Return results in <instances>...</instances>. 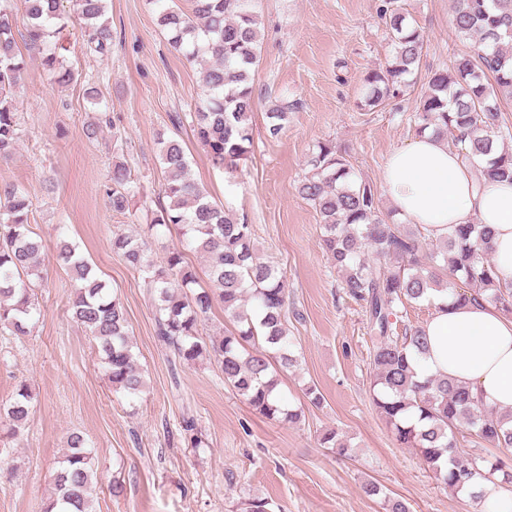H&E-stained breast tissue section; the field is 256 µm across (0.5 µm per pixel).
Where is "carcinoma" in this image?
<instances>
[{"mask_svg": "<svg viewBox=\"0 0 512 512\" xmlns=\"http://www.w3.org/2000/svg\"><path fill=\"white\" fill-rule=\"evenodd\" d=\"M191 13L165 5L158 25L170 46L188 60L204 62V99L191 114L195 137L212 165L233 171L253 147L251 114L255 108L252 74L261 57L260 15L255 0H191ZM85 21L87 47L100 56L112 49V27L105 0H72ZM30 44L41 46L64 27L61 0H24ZM382 15L394 46L392 63L370 72L366 106L375 108L403 92L405 76L419 70L425 35L386 0ZM454 30L469 43L451 68L435 72L413 116L416 132L432 130L456 147L468 146L462 162L488 178L512 181V150L494 148L502 137L501 103L512 99V0H456ZM25 69L13 36V17L0 5V155L17 141V113L10 96ZM266 112L267 131L276 137L288 122L289 108ZM168 205L151 228L176 226L184 243L209 258L210 285H200L181 250L167 253L160 266L148 243L134 235L112 236V251L123 257L157 294L159 340L186 361L208 354L224 383L270 419L293 422L298 411L286 406L272 375L274 365L294 366L288 337L285 282L278 269L259 261L247 217L213 201L188 175V159L174 136L159 134ZM299 195L320 215L323 249L342 274L345 295L361 306L372 339L373 402L397 442L413 448L450 491L473 502L486 501L482 481L512 486V467L485 456L463 459L457 434L471 429L492 448H512V412L496 413L478 404L469 386L446 376L418 378L415 364L428 350L421 327L402 323L411 303L429 300L428 291L453 302L483 299L512 314V288L498 283L492 259L491 230L485 224H450L434 237L417 224L407 227L381 214L377 189L356 177L348 159L326 141L308 160ZM135 196L129 169L112 168V211L125 213ZM30 201L12 186L0 194V330L25 336L37 314L32 288L45 281L41 239L30 235ZM370 248L373 261L362 257ZM59 264L79 282L69 298L72 318L91 335L112 388L133 399L143 388L142 370L131 350L126 312L78 251L61 239ZM237 323V330L205 344L198 326L214 302ZM32 394L24 384L13 401L0 408V421L15 436L25 429ZM96 473L92 449L74 432L54 477V492L44 512H93Z\"/></svg>", "mask_w": 512, "mask_h": 512, "instance_id": "1", "label": "carcinoma"}]
</instances>
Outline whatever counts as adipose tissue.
Here are the masks:
<instances>
[{
    "label": "adipose tissue",
    "mask_w": 512,
    "mask_h": 512,
    "mask_svg": "<svg viewBox=\"0 0 512 512\" xmlns=\"http://www.w3.org/2000/svg\"><path fill=\"white\" fill-rule=\"evenodd\" d=\"M383 184L406 222L431 235L451 224L490 225L499 281L512 285V182L479 177L462 163L457 148L426 133L389 154ZM432 300L419 377H451L470 386L483 406L511 410L512 317L483 300L459 304L438 292Z\"/></svg>",
    "instance_id": "adipose-tissue-1"
}]
</instances>
